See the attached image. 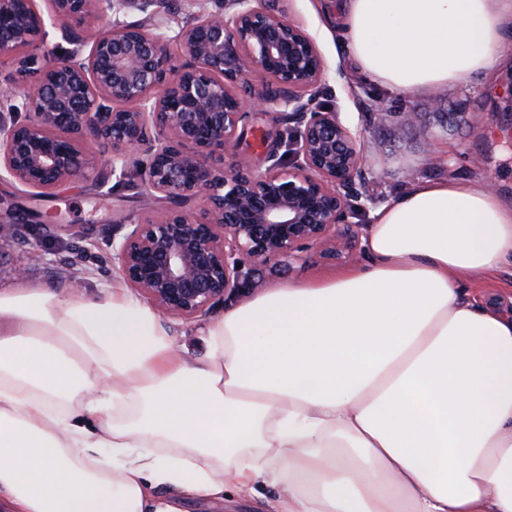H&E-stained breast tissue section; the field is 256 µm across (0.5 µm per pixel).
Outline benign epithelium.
<instances>
[{
    "mask_svg": "<svg viewBox=\"0 0 512 512\" xmlns=\"http://www.w3.org/2000/svg\"><path fill=\"white\" fill-rule=\"evenodd\" d=\"M145 17L117 22L89 50L76 45L47 66L40 53L48 32L35 0H0V97L23 89L24 122L0 124V170L22 184L49 190L87 169L126 175L127 158L143 151V197L164 205L145 212L117 242L112 260L125 282L169 315L192 319L228 294L251 286L261 265L310 246L332 256L351 252L359 227L344 222L346 201L361 194V142L333 109L318 105L323 58L313 39L289 21L276 0H224L196 17L178 41L147 14L154 0H134ZM53 17L84 24L112 0H51ZM261 87L245 97L250 75ZM276 105L293 123L294 161L285 166L275 137L268 166L254 174L224 156L236 154L253 111ZM112 144V156L93 160L80 142ZM200 199L203 214L186 210ZM28 222L0 215V238Z\"/></svg>",
    "mask_w": 512,
    "mask_h": 512,
    "instance_id": "7a95c632",
    "label": "benign epithelium"
}]
</instances>
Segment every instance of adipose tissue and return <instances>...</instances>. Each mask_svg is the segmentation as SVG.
Here are the masks:
<instances>
[{
    "instance_id": "1",
    "label": "adipose tissue",
    "mask_w": 512,
    "mask_h": 512,
    "mask_svg": "<svg viewBox=\"0 0 512 512\" xmlns=\"http://www.w3.org/2000/svg\"><path fill=\"white\" fill-rule=\"evenodd\" d=\"M372 83L435 96L512 74V0H343ZM367 264L244 293L205 360L115 286L0 285V506L180 512L281 489L275 512H512V317L465 291L512 265V201L416 180L379 207ZM158 494L162 497L179 496V506L182 512H255L256 500L248 495L228 491L217 499H200L182 496L171 487H160Z\"/></svg>"
}]
</instances>
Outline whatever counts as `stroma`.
I'll use <instances>...</instances> for the list:
<instances>
[{
  "label": "stroma",
  "instance_id": "stroma-1",
  "mask_svg": "<svg viewBox=\"0 0 512 512\" xmlns=\"http://www.w3.org/2000/svg\"><path fill=\"white\" fill-rule=\"evenodd\" d=\"M340 0H282L285 15L313 38L324 59L321 82L323 106L339 112L342 121L360 135L366 187L359 198L350 199L349 221L370 224L374 210L399 197L417 179H465L481 176L494 182L504 195L512 197V113L504 109L503 92L471 82L451 94L423 98L379 88L357 76L346 56L345 36L336 22ZM218 0H155L151 8L164 35L171 37L174 55L182 50L175 35L196 15L215 10ZM416 112V127H404V113ZM438 112L455 114L448 130L434 121ZM236 157L253 172L266 169L267 133H286L290 125L278 108L256 112ZM433 141L441 159L426 160L423 147ZM142 195L137 177L117 180L115 176L91 172L52 189H35L12 178H0V211L36 210L55 215L72 232L60 238L48 236L42 228L22 227L18 237L0 240V283L14 282L17 267L27 266V281L50 288L64 286L69 274L82 279V288L94 298L104 297L107 288L121 283L112 265V241L121 239L127 220L137 219ZM43 240V258L28 262L29 241ZM363 250L329 256L311 247L306 262L288 258L263 267L255 278L262 288L278 281L319 279L365 264ZM233 298L217 303L207 315L183 320L166 317L165 322L177 346L188 358L203 359L206 348L200 336L209 321L223 317ZM181 512H256L253 497L230 491L217 499L180 498Z\"/></svg>",
  "mask_w": 512,
  "mask_h": 512
}]
</instances>
